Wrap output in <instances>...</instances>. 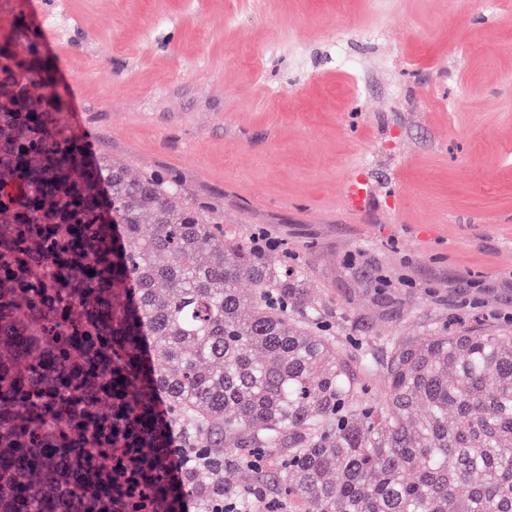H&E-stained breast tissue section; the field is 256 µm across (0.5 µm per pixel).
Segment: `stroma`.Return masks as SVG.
Listing matches in <instances>:
<instances>
[{
	"mask_svg": "<svg viewBox=\"0 0 512 512\" xmlns=\"http://www.w3.org/2000/svg\"><path fill=\"white\" fill-rule=\"evenodd\" d=\"M40 2L69 123L277 242L346 354L512 331V0ZM373 189L359 176L352 174L345 181L342 192V204L347 213L360 215Z\"/></svg>",
	"mask_w": 512,
	"mask_h": 512,
	"instance_id": "stroma-1",
	"label": "stroma"
}]
</instances>
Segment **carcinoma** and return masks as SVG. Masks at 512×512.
<instances>
[{
	"label": "carcinoma",
	"instance_id": "carcinoma-1",
	"mask_svg": "<svg viewBox=\"0 0 512 512\" xmlns=\"http://www.w3.org/2000/svg\"><path fill=\"white\" fill-rule=\"evenodd\" d=\"M56 72L18 12L0 36V512H125L112 469L134 448L166 512H255L224 474L273 448L289 512H512V336L398 337L359 401L301 276L178 181L93 151ZM163 448L189 458L177 481Z\"/></svg>",
	"mask_w": 512,
	"mask_h": 512
}]
</instances>
